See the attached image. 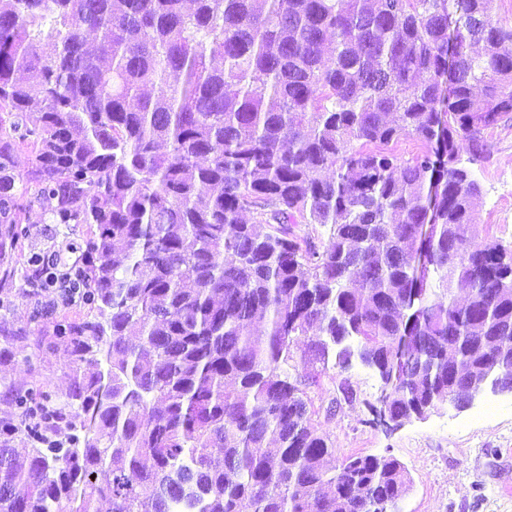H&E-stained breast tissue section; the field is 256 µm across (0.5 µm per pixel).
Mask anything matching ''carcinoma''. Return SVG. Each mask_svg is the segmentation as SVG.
I'll use <instances>...</instances> for the list:
<instances>
[{
	"label": "carcinoma",
	"mask_w": 512,
	"mask_h": 512,
	"mask_svg": "<svg viewBox=\"0 0 512 512\" xmlns=\"http://www.w3.org/2000/svg\"><path fill=\"white\" fill-rule=\"evenodd\" d=\"M191 2L0 0V260L26 196L88 225L79 310L35 342L65 343L71 383L11 391L0 512L397 508V458L312 429L355 394L314 407L297 345L314 330L309 356L388 377L393 415L486 368L512 384V244L472 248L461 159L512 120V28L494 0Z\"/></svg>",
	"instance_id": "cac0c4a2"
}]
</instances>
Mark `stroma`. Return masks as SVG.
I'll return each instance as SVG.
<instances>
[{
  "label": "stroma",
  "instance_id": "stroma-1",
  "mask_svg": "<svg viewBox=\"0 0 512 512\" xmlns=\"http://www.w3.org/2000/svg\"><path fill=\"white\" fill-rule=\"evenodd\" d=\"M490 155L474 163L481 185L475 207L477 223L493 227L494 236L512 242V120L488 129ZM28 224L17 258V273L0 277V297L10 306L0 308L15 334L0 335V419H17L9 391L46 382L65 393L70 370L62 355L38 351L26 329L34 328L35 308L46 297L32 280L28 260L35 255H56L73 263L81 255L87 235L83 224L54 223L46 206L31 203ZM356 393L353 403L342 404L331 420L313 424L335 441L342 453H390L406 467L411 490L401 503L402 512H512V397L486 396L465 411L444 406L426 419H414L387 431L364 426L367 406L376 402L379 381L360 365L348 370L328 367L321 376L319 398L337 395L341 381Z\"/></svg>",
  "mask_w": 512,
  "mask_h": 512
}]
</instances>
